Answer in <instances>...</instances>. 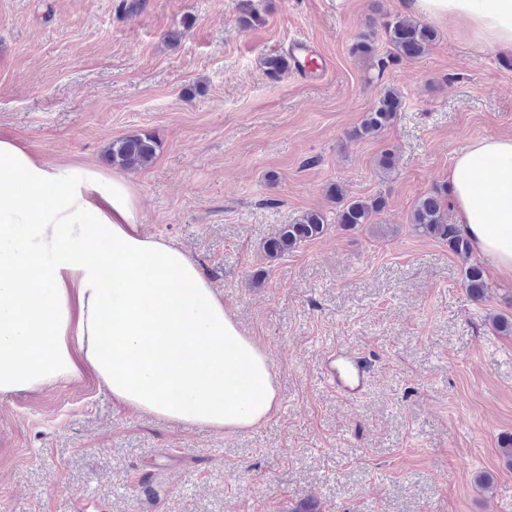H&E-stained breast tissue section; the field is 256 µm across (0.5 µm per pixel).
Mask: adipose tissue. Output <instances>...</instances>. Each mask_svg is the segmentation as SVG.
I'll return each mask as SVG.
<instances>
[{"mask_svg": "<svg viewBox=\"0 0 512 512\" xmlns=\"http://www.w3.org/2000/svg\"><path fill=\"white\" fill-rule=\"evenodd\" d=\"M512 53V0H406ZM453 221L512 280V136L474 141L446 182ZM137 188L0 136V396L92 375L114 403L219 431L278 396L266 354L174 241L142 233Z\"/></svg>", "mask_w": 512, "mask_h": 512, "instance_id": "obj_1", "label": "adipose tissue"}]
</instances>
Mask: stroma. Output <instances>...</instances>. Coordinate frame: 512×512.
Returning <instances> with one entry per match:
<instances>
[{"label":"stroma","instance_id":"35a3bbf8","mask_svg":"<svg viewBox=\"0 0 512 512\" xmlns=\"http://www.w3.org/2000/svg\"><path fill=\"white\" fill-rule=\"evenodd\" d=\"M122 4L0 0V134L107 170L113 140L151 134L155 159L128 173L142 226L223 295L278 405L227 433L116 407L89 376L0 396V512H512V334L491 326L512 316V281L488 276L476 300L447 243L409 222L461 149L512 136V53L434 20L429 53L393 61L384 25L404 0H253L249 28L239 0ZM298 35L324 49V81L266 73ZM388 88L395 122L352 139ZM336 186L386 206L342 230ZM308 211L326 231L267 260ZM334 348L367 359L361 398L324 382Z\"/></svg>","mask_w":512,"mask_h":512}]
</instances>
